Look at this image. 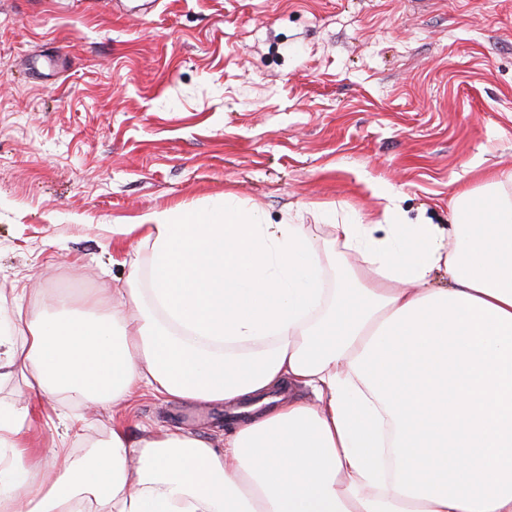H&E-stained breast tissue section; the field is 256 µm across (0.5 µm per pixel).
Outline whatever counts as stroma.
<instances>
[{"instance_id":"1","label":"stroma","mask_w":512,"mask_h":512,"mask_svg":"<svg viewBox=\"0 0 512 512\" xmlns=\"http://www.w3.org/2000/svg\"><path fill=\"white\" fill-rule=\"evenodd\" d=\"M512 171V0H0V320L118 293L146 246L105 232L232 195L267 223L448 225ZM75 418L64 430L60 417ZM242 414L141 390L43 401L34 448L223 437Z\"/></svg>"}]
</instances>
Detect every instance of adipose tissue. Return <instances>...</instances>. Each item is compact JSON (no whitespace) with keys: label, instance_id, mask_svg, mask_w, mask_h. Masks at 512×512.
<instances>
[{"label":"adipose tissue","instance_id":"adipose-tissue-1","mask_svg":"<svg viewBox=\"0 0 512 512\" xmlns=\"http://www.w3.org/2000/svg\"><path fill=\"white\" fill-rule=\"evenodd\" d=\"M448 228L331 227L345 286L305 224L231 197L117 228L149 249L88 319L16 315L0 377L34 399L116 406L140 389L234 405L309 389L241 421L223 447L113 426L84 454L27 447L29 405L0 409L7 512H512V171L449 204ZM448 285L435 287L434 273ZM38 480H26L29 472Z\"/></svg>","mask_w":512,"mask_h":512}]
</instances>
